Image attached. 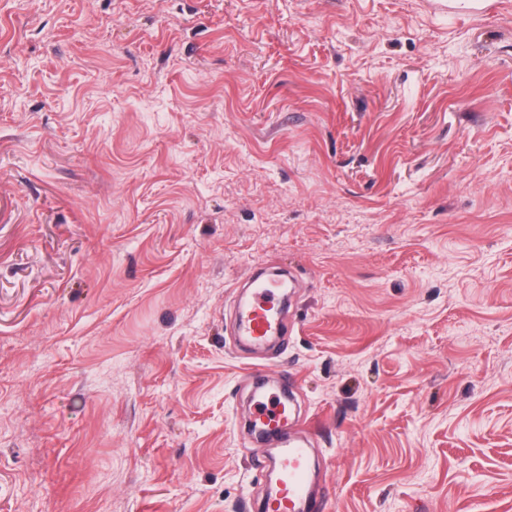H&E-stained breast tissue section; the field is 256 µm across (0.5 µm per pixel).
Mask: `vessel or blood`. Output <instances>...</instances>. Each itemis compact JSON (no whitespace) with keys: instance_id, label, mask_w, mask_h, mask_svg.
<instances>
[{"instance_id":"obj_1","label":"vessel or blood","mask_w":512,"mask_h":512,"mask_svg":"<svg viewBox=\"0 0 512 512\" xmlns=\"http://www.w3.org/2000/svg\"><path fill=\"white\" fill-rule=\"evenodd\" d=\"M251 298L238 305V332L248 341L262 343L284 333L278 280L252 278ZM254 415L269 432L280 435L274 466L277 483L260 505L261 512H324L326 502L310 489V450L305 440L288 435V406L278 394L255 401Z\"/></svg>"}]
</instances>
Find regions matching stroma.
<instances>
[{
  "label": "stroma",
  "mask_w": 512,
  "mask_h": 512,
  "mask_svg": "<svg viewBox=\"0 0 512 512\" xmlns=\"http://www.w3.org/2000/svg\"><path fill=\"white\" fill-rule=\"evenodd\" d=\"M258 362L327 512H512V0H0V512H255ZM284 274L265 279L250 278L251 298L238 305V332L248 341L263 343L272 336L284 335L278 280Z\"/></svg>",
  "instance_id": "1"
}]
</instances>
